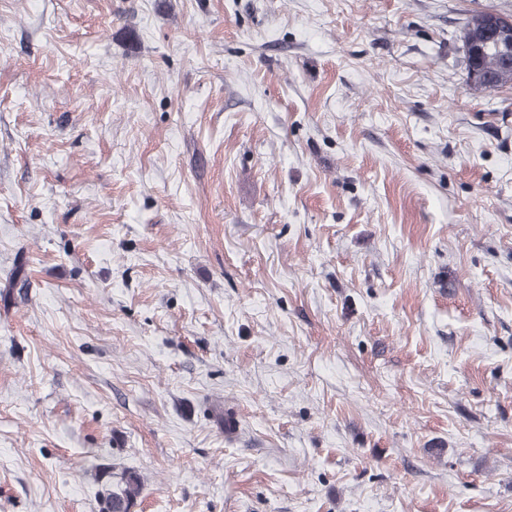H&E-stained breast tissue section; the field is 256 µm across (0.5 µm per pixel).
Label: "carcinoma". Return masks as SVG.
Masks as SVG:
<instances>
[{
    "mask_svg": "<svg viewBox=\"0 0 512 512\" xmlns=\"http://www.w3.org/2000/svg\"><path fill=\"white\" fill-rule=\"evenodd\" d=\"M486 13L485 9L472 11L460 35L466 82L477 90H495L512 84V72L502 69L498 52L491 47L482 60V71L472 70L470 60L473 50L492 40L484 24ZM141 490L142 479L139 474L122 473L116 488L103 496L101 512H132Z\"/></svg>",
    "mask_w": 512,
    "mask_h": 512,
    "instance_id": "cac0c4a2",
    "label": "carcinoma"
}]
</instances>
